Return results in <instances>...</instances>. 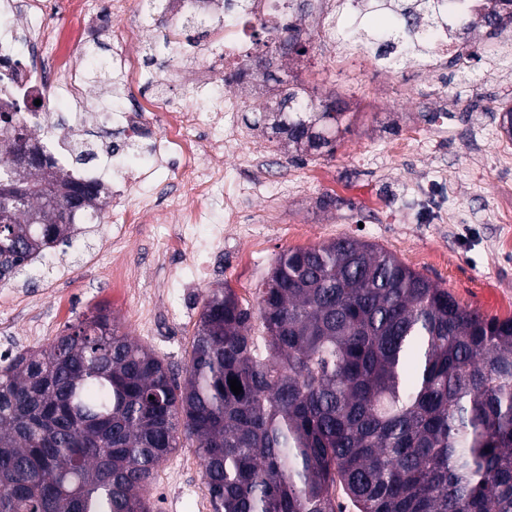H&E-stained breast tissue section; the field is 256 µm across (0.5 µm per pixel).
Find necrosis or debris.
I'll return each mask as SVG.
<instances>
[{"label": "necrosis or debris", "instance_id": "obj_1", "mask_svg": "<svg viewBox=\"0 0 512 512\" xmlns=\"http://www.w3.org/2000/svg\"><path fill=\"white\" fill-rule=\"evenodd\" d=\"M273 5V0H250L247 17L234 14L219 26L216 37L225 70H233L245 55L254 53L250 26L268 18ZM74 48V42L66 39L63 29L53 25L51 17L44 15L31 0H0V70L7 68L14 72L10 82H0V102L39 96L42 106L39 120L44 124L49 123L53 111L60 107L71 109L73 121L68 140L51 145V157L56 167L64 171L69 168L72 144L102 118L100 113L88 109L80 73L74 64ZM240 106V98L227 97L223 114L216 115L176 105L166 98L143 97L132 108L110 114L112 124L127 131L129 139L121 145L108 142L102 145L113 180L123 186L112 199V216L116 220L112 227V263L104 267V274L118 282L130 279L132 270L124 260L129 225L168 223L167 209L149 202L132 209L126 195L128 189L153 174L165 157L180 160L179 186L193 201L182 215L184 229L190 231L200 224L207 227L204 238H191L192 249L208 255L223 242L225 229L239 221L244 195L239 191L219 194L223 173L215 168L201 169L199 162L226 148L245 161L256 154V142L243 131ZM157 117L162 118L164 131L154 138L151 150L142 152L133 148L132 138L138 132H150ZM216 209L223 212V223H210L209 218Z\"/></svg>", "mask_w": 512, "mask_h": 512}]
</instances>
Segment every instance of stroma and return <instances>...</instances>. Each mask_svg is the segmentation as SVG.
Segmentation results:
<instances>
[{"instance_id": "35a3bbf8", "label": "stroma", "mask_w": 512, "mask_h": 512, "mask_svg": "<svg viewBox=\"0 0 512 512\" xmlns=\"http://www.w3.org/2000/svg\"><path fill=\"white\" fill-rule=\"evenodd\" d=\"M130 20L140 26L132 43L134 71L110 72L100 83L98 64L112 58V40L90 37L76 52L85 85L103 87L109 107L125 106L126 88L164 97L203 112L222 100L218 87L198 93L197 74L218 71L201 54L213 37L176 60L165 49L167 27L151 19L147 0H130ZM480 63L426 69L406 61L386 71L359 51L332 40L316 41L294 67L297 80L320 96L340 98L347 113L331 155L291 160L280 139L260 137L252 165L231 156L209 159L224 169V187L244 188L249 238L231 231L202 279L171 287L169 271L154 256L182 232L183 196L165 197L166 227H146L126 243L135 276L129 284L100 278L111 254L100 248L112 235V216L89 224L70 245L33 262L16 285L12 316L15 343L0 339V355L38 349L67 325L103 307L143 346L183 372L207 289L228 288L242 305L256 307L259 285L287 249H307L357 238L393 253L416 272L447 288L461 305L485 315L512 317V147L499 132V103H512V40L480 39ZM438 113L429 121V113ZM155 512H202L208 493L193 449H179L154 475Z\"/></svg>"}]
</instances>
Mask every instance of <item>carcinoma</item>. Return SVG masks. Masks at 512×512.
<instances>
[{
    "label": "carcinoma",
    "mask_w": 512,
    "mask_h": 512,
    "mask_svg": "<svg viewBox=\"0 0 512 512\" xmlns=\"http://www.w3.org/2000/svg\"><path fill=\"white\" fill-rule=\"evenodd\" d=\"M456 0H336L324 34L393 70L431 67ZM470 34L512 31V0H489ZM251 27L267 56H306L312 0H276ZM370 15L387 25L373 28ZM194 10L175 28L207 35ZM250 128L297 154L332 153L345 107L272 74ZM38 113L0 108V182L28 158L21 199L0 196V283L82 233L108 204L98 180L53 171ZM258 327H253L252 319ZM241 383L231 391L229 380ZM201 459L213 512H512V318H486L391 252L343 238L282 252L256 311L206 291L183 378L104 308L0 365V512H154L156 469L178 448Z\"/></svg>",
    "instance_id": "carcinoma-1"
}]
</instances>
